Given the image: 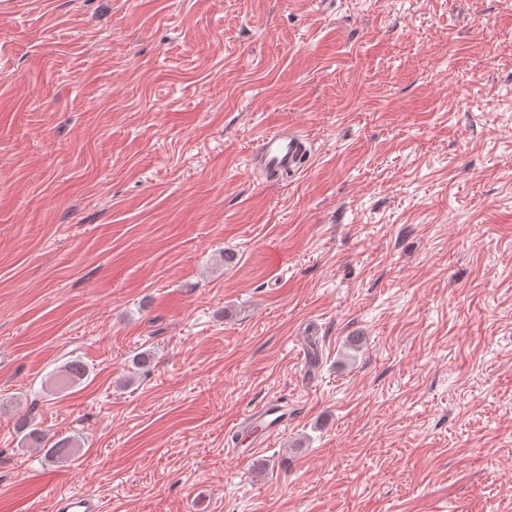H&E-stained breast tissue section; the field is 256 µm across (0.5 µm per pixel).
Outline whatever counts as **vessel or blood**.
<instances>
[{
    "instance_id": "obj_1",
    "label": "vessel or blood",
    "mask_w": 512,
    "mask_h": 512,
    "mask_svg": "<svg viewBox=\"0 0 512 512\" xmlns=\"http://www.w3.org/2000/svg\"><path fill=\"white\" fill-rule=\"evenodd\" d=\"M310 148L300 132L276 128L261 137L251 155V165L266 179L300 175L308 165ZM292 419L287 405L276 398L263 401L236 427L230 451L240 457L255 456L270 446L288 427Z\"/></svg>"
}]
</instances>
